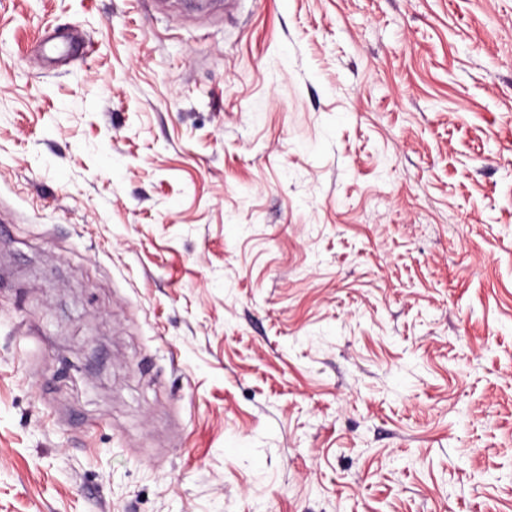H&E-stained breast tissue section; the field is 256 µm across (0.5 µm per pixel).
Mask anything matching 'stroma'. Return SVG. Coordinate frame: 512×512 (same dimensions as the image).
<instances>
[{
	"mask_svg": "<svg viewBox=\"0 0 512 512\" xmlns=\"http://www.w3.org/2000/svg\"><path fill=\"white\" fill-rule=\"evenodd\" d=\"M0 512H512V0H0Z\"/></svg>",
	"mask_w": 512,
	"mask_h": 512,
	"instance_id": "1",
	"label": "stroma"
}]
</instances>
